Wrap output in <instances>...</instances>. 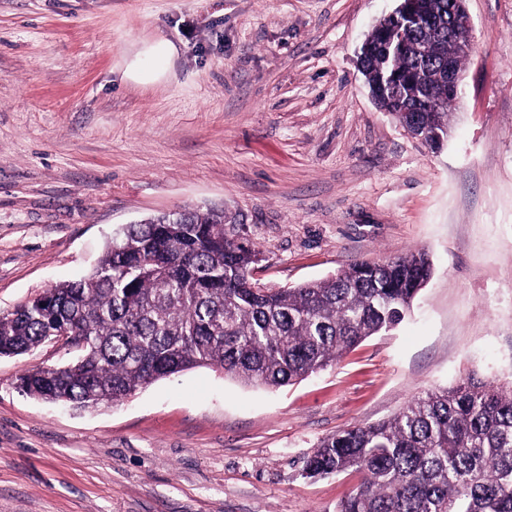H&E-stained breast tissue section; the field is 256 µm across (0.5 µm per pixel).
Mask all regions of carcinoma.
Masks as SVG:
<instances>
[{
  "label": "carcinoma",
  "instance_id": "1",
  "mask_svg": "<svg viewBox=\"0 0 512 512\" xmlns=\"http://www.w3.org/2000/svg\"><path fill=\"white\" fill-rule=\"evenodd\" d=\"M432 22L401 49L376 28L362 46L382 107L434 130L428 101L443 60L462 67L465 31L448 33V6L421 0ZM258 252L224 231V210L183 208L129 224L86 277L56 284L0 314V355L29 352L65 331L82 355L53 372H26L22 389L76 408L114 405L157 380L219 367L250 386L294 385L394 329L432 274L426 252L356 262L294 288L252 277ZM348 473L356 483L336 512H512V387L476 372L425 391L386 420L323 439L309 478Z\"/></svg>",
  "mask_w": 512,
  "mask_h": 512
}]
</instances>
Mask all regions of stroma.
I'll list each match as a JSON object with an SVG mask.
<instances>
[{
	"mask_svg": "<svg viewBox=\"0 0 512 512\" xmlns=\"http://www.w3.org/2000/svg\"><path fill=\"white\" fill-rule=\"evenodd\" d=\"M396 0H0V313L86 276L113 233L219 206L270 288L428 253L394 331L279 389L223 370L75 412L21 392L76 349L0 357V512H336L323 438L467 371L512 385V0H466L473 50L433 150L371 98L357 53ZM175 78L123 80L142 41Z\"/></svg>",
	"mask_w": 512,
	"mask_h": 512,
	"instance_id": "1",
	"label": "stroma"
}]
</instances>
